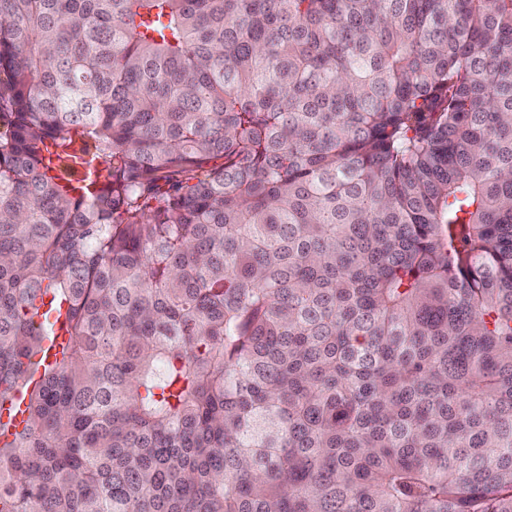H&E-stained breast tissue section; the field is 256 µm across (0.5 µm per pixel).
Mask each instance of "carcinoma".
<instances>
[{
  "label": "carcinoma",
  "mask_w": 512,
  "mask_h": 512,
  "mask_svg": "<svg viewBox=\"0 0 512 512\" xmlns=\"http://www.w3.org/2000/svg\"><path fill=\"white\" fill-rule=\"evenodd\" d=\"M17 394L0 512H512V0H0Z\"/></svg>",
  "instance_id": "1"
}]
</instances>
